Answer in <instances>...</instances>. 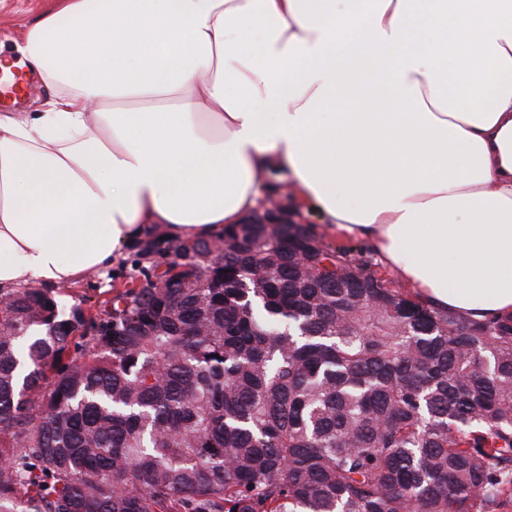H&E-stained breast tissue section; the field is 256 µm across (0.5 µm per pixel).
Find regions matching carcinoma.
<instances>
[{
    "instance_id": "cac0c4a2",
    "label": "carcinoma",
    "mask_w": 512,
    "mask_h": 512,
    "mask_svg": "<svg viewBox=\"0 0 512 512\" xmlns=\"http://www.w3.org/2000/svg\"><path fill=\"white\" fill-rule=\"evenodd\" d=\"M154 237L87 317L0 310V512H501L512 315L432 308L347 247ZM173 254L181 271L158 272Z\"/></svg>"
}]
</instances>
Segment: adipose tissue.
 Returning a JSON list of instances; mask_svg holds the SVG:
<instances>
[{
    "mask_svg": "<svg viewBox=\"0 0 512 512\" xmlns=\"http://www.w3.org/2000/svg\"><path fill=\"white\" fill-rule=\"evenodd\" d=\"M9 64L0 294L223 233L290 180L413 294L512 314V0H57ZM32 83L27 87L24 95L20 96L23 92L21 82L23 78L15 77L12 84L5 85L4 96L23 97L18 105L13 106L9 99L0 97V113L1 112H43L48 108L47 102L52 99L51 90L44 85L39 76L35 73L26 74Z\"/></svg>",
    "mask_w": 512,
    "mask_h": 512,
    "instance_id": "obj_1",
    "label": "adipose tissue"
}]
</instances>
